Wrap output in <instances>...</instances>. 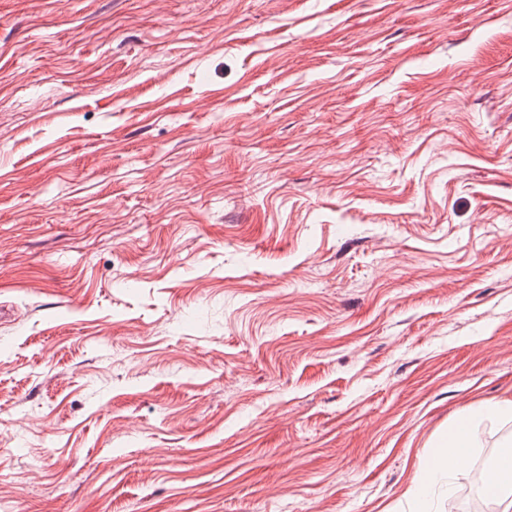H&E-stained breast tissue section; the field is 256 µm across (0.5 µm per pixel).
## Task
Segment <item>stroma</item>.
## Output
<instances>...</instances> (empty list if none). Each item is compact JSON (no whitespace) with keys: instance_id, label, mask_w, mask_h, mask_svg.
<instances>
[{"instance_id":"35a3bbf8","label":"stroma","mask_w":512,"mask_h":512,"mask_svg":"<svg viewBox=\"0 0 512 512\" xmlns=\"http://www.w3.org/2000/svg\"><path fill=\"white\" fill-rule=\"evenodd\" d=\"M512 399V0H0V512H448ZM482 409L463 410L455 422L448 427V433L438 443V452L428 461L431 472L447 470L448 477H453L465 464L472 446L471 430Z\"/></svg>"}]
</instances>
